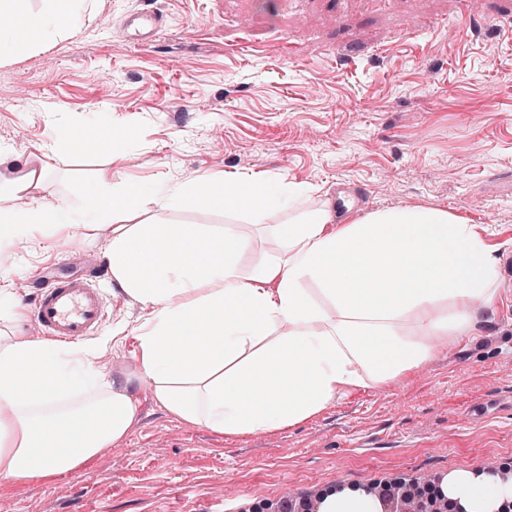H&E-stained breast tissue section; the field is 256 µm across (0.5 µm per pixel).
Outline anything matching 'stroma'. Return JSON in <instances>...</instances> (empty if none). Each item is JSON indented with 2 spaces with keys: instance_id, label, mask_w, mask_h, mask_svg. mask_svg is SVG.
Here are the masks:
<instances>
[{
  "instance_id": "stroma-1",
  "label": "stroma",
  "mask_w": 512,
  "mask_h": 512,
  "mask_svg": "<svg viewBox=\"0 0 512 512\" xmlns=\"http://www.w3.org/2000/svg\"><path fill=\"white\" fill-rule=\"evenodd\" d=\"M479 2L462 19L457 0H96L74 38L0 66V146L45 159L52 202L78 172L115 184L255 174L312 188L304 209L335 208L337 185L354 183L368 193L355 216L442 207L469 218L498 254L512 252V0ZM134 9L167 19L143 47L122 31ZM408 28L414 40L401 43ZM60 111L101 121L121 160L96 145L43 157ZM292 217L158 214L232 228L256 260L276 251L271 230ZM110 232L7 246L0 287L27 306L36 275L97 267L105 316L83 345L95 368L116 374L137 368L143 311L112 281ZM140 398L136 429L91 465L51 484L0 480V500L11 512H253L259 503L279 512L292 491L314 501L339 484L512 469V286L416 373L356 390L290 429L224 437L172 417L149 386Z\"/></svg>"
}]
</instances>
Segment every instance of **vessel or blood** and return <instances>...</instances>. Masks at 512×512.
<instances>
[{"instance_id":"vessel-or-blood-1","label":"vessel or blood","mask_w":512,"mask_h":512,"mask_svg":"<svg viewBox=\"0 0 512 512\" xmlns=\"http://www.w3.org/2000/svg\"><path fill=\"white\" fill-rule=\"evenodd\" d=\"M162 27V16L140 10L122 24L127 41L147 45ZM104 316L100 288L84 275L44 280L32 308V319L45 335L72 341L92 335Z\"/></svg>"}]
</instances>
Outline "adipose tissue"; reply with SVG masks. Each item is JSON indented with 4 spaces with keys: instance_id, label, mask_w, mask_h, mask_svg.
<instances>
[{
    "instance_id": "ef3b65f1",
    "label": "adipose tissue",
    "mask_w": 512,
    "mask_h": 512,
    "mask_svg": "<svg viewBox=\"0 0 512 512\" xmlns=\"http://www.w3.org/2000/svg\"><path fill=\"white\" fill-rule=\"evenodd\" d=\"M94 0H0V66L72 38ZM51 150L105 144L95 121L58 113ZM0 148V244L24 236L112 229L113 281L144 311L136 372L107 380L85 349L44 337L0 336V478L53 482L130 435L141 383L191 426L242 437L316 418L335 399L381 387L454 341L478 304L494 310V248L470 219L438 207L379 209L334 219L319 206L276 225L279 251L258 265L231 230L161 224L168 209L259 216L296 207L301 186L225 174L206 186L164 178L111 184L74 176L69 199L46 202V171L14 175ZM463 512H500L512 481L455 470L440 485ZM320 512H379L363 487L327 491Z\"/></svg>"
}]
</instances>
